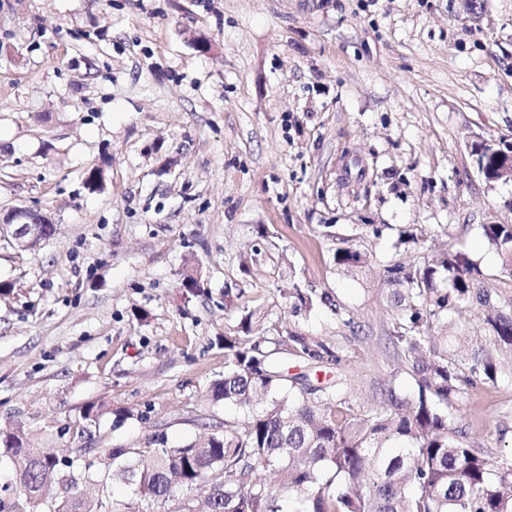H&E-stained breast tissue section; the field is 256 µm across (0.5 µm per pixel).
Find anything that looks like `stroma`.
I'll use <instances>...</instances> for the list:
<instances>
[{
    "label": "stroma",
    "mask_w": 512,
    "mask_h": 512,
    "mask_svg": "<svg viewBox=\"0 0 512 512\" xmlns=\"http://www.w3.org/2000/svg\"><path fill=\"white\" fill-rule=\"evenodd\" d=\"M499 140L512 0H481L476 19L457 0H0V211L57 226L34 253L0 239V429L72 457L244 418L206 396L228 291L280 333L351 344L354 404H376L380 378L412 395L383 265L461 252L512 297L482 234L512 224V182H486L472 154ZM350 246L370 273L338 271ZM291 282L331 292L355 328L292 312ZM91 403L108 414L69 431ZM120 406L134 415L117 423ZM455 423L489 460L512 455V383L470 387Z\"/></svg>",
    "instance_id": "stroma-1"
}]
</instances>
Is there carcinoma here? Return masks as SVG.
Segmentation results:
<instances>
[{"instance_id": "obj_1", "label": "carcinoma", "mask_w": 512, "mask_h": 512, "mask_svg": "<svg viewBox=\"0 0 512 512\" xmlns=\"http://www.w3.org/2000/svg\"><path fill=\"white\" fill-rule=\"evenodd\" d=\"M512 282V224L481 225ZM346 275L369 267L367 254L336 251ZM390 307L388 340L414 380L407 397L393 380H376L379 405L364 411L349 399L344 346L301 332L270 335L267 312L236 306L237 322L224 332V374L210 400L248 410L242 422L204 424L207 438L179 447L155 433L139 448H98L93 457L63 459L51 448H31L18 427L0 432V463L11 473L0 486V512H196L195 493L206 492L207 512H512V458L490 463L454 411L476 381L512 378V299L492 300L482 271L462 254L445 253L413 265H384ZM293 312L317 307L336 324L355 325L335 296L314 288L283 292ZM484 307L482 336H469L455 314ZM436 327L445 335L436 336ZM336 376L315 381L288 375V362ZM103 415L89 404L72 423L77 434ZM131 488L112 505L79 494L85 486L106 493L109 482Z\"/></svg>"}]
</instances>
